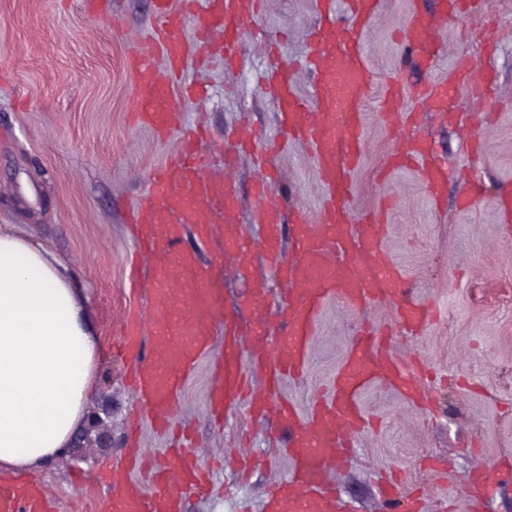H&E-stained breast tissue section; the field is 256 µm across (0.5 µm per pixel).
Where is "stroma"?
<instances>
[{"label": "stroma", "mask_w": 512, "mask_h": 512, "mask_svg": "<svg viewBox=\"0 0 512 512\" xmlns=\"http://www.w3.org/2000/svg\"><path fill=\"white\" fill-rule=\"evenodd\" d=\"M415 9L431 13L435 4L384 0L366 34L376 80L364 107L362 161L351 179L356 209L391 199L385 250L408 275L409 298L432 306L434 318L422 335L409 336L398 331L390 305L359 311L331 301L319 314L306 374L282 384L283 397L306 413L365 321L388 333L396 359L414 355L424 365L420 384L429 399L423 409H412L398 391L380 384L361 395L373 425L357 437L349 462L329 473L353 512H380L378 478L392 468L407 484L424 489L427 512H440L444 502L452 512H467L462 480L478 464L512 471V228L502 224L493 195L498 184L512 182V0H483L480 14L450 22L438 33L435 59L404 73L397 32ZM315 21V0H266L254 32L244 35L242 54L230 63L220 56L201 63L189 59L182 75L199 94L177 102L181 127L208 130L204 149L211 170L228 175L248 232L256 229L250 189L258 170L243 154L225 172L224 151L241 128L261 138L277 133L274 99L259 85L271 64L262 44L276 43L285 62L299 63L310 51L308 32ZM154 25L151 0H0V225L43 243L79 289L100 346L86 409H112L111 447L78 440L66 457L23 473L69 512H96L103 493L97 477L123 456L131 415H138L142 444L155 458L166 459L170 446L148 414L137 412L125 367L112 359L118 339L112 325L130 301L126 215L146 192L152 171L174 156L180 138L179 129L161 137L134 124L127 109L134 83L130 61L149 51ZM464 54L477 65H490L493 102L459 85L449 93L445 111L423 113L411 126L382 108L393 77L405 82L402 108L411 111L417 106L413 86L446 80ZM418 135L426 137L448 173L437 206L416 167L393 169L382 184L376 180L400 144ZM275 164L283 212L314 220L322 188L309 151L288 144ZM466 173L486 186L468 206L459 197ZM182 235L184 249L210 267L234 322L244 329L253 322L252 312L238 302L251 282L264 285L266 312L274 314L278 285L262 258H255L246 281L231 264H211L224 245L222 225L213 226L206 245L192 225ZM223 349V337L215 336L175 407L190 449L214 468L212 491L186 497L183 509L236 512L244 502L251 512H264L266 489L287 475L290 460L281 451L282 440L271 439L266 421L251 417L242 403L234 404L224 423L211 420L206 398Z\"/></svg>", "instance_id": "obj_1"}]
</instances>
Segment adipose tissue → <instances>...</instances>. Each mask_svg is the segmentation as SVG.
Returning <instances> with one entry per match:
<instances>
[{
    "label": "adipose tissue",
    "instance_id": "1",
    "mask_svg": "<svg viewBox=\"0 0 512 512\" xmlns=\"http://www.w3.org/2000/svg\"><path fill=\"white\" fill-rule=\"evenodd\" d=\"M97 349L59 263L0 226V471L64 455Z\"/></svg>",
    "mask_w": 512,
    "mask_h": 512
}]
</instances>
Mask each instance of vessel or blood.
I'll return each mask as SVG.
<instances>
[{"mask_svg": "<svg viewBox=\"0 0 512 512\" xmlns=\"http://www.w3.org/2000/svg\"><path fill=\"white\" fill-rule=\"evenodd\" d=\"M440 12L410 13L401 41L414 59L434 55L439 25L479 9L478 0H438ZM337 16L335 0H316L317 22L311 33L307 61L310 95L302 97L287 70L262 75L281 117L280 137L304 142L311 149L323 202L314 223H298L291 251L282 247L283 214L275 200L274 181L261 172L251 189L253 221L261 228L252 241L239 225L237 199L228 185L212 177L205 154L194 136H187L180 153L158 168L150 187L130 214L133 252L154 263V304L145 310L129 304L120 322L121 341L114 352L128 365V383L139 406L162 429L170 428L174 407L187 376L208 351L215 334L224 336V354L215 365L221 380L207 396L215 417H222L235 395L247 391L245 366L262 370L266 384L253 393L250 410L273 416L278 431L287 433L291 467L287 477L266 492L265 512H344L343 502L325 481L327 469L354 446L366 423L362 392L382 384L406 393L417 390L418 378L390 353L389 339L376 332L352 337L348 353L330 379L328 395L316 399L306 414L281 395L284 378L302 375L309 363L318 315L332 299L363 309L396 299L399 324L420 335L429 324L428 308L402 302L406 277L390 262L384 249L387 227L373 215L353 226L351 175L359 166L365 134L364 103L375 74L366 58L365 33L380 12L381 0H344ZM262 0H190V14L174 9L172 0H156L155 42L167 62L161 76L151 57L131 60L134 89L128 101L139 124L164 133L174 127L170 75L178 74L187 48V31L221 32L225 54L242 52L243 33L253 29ZM427 111H441L447 82L416 90ZM398 163L415 162L429 195L440 199L447 175L431 158L427 141L405 142ZM193 225L207 241L212 225L224 227V254L235 258L241 272L250 269L254 251H261L279 286V310L263 313L266 290L243 292L242 304L259 315V329L241 337L224 313L221 295L210 273L194 254L179 250L184 225ZM124 459L105 472L111 498L99 512H180L181 500L204 480L200 466L178 457L161 467L143 486L130 472L146 462L129 432ZM39 487L28 482L0 485V512H52Z\"/></svg>", "mask_w": 512, "mask_h": 512, "instance_id": "obj_1", "label": "vessel or blood"}]
</instances>
